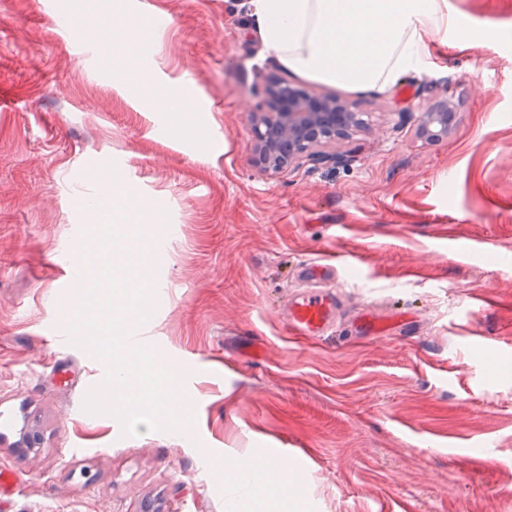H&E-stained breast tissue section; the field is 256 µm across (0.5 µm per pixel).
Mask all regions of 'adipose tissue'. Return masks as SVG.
<instances>
[{"label":"adipose tissue","instance_id":"adipose-tissue-1","mask_svg":"<svg viewBox=\"0 0 512 512\" xmlns=\"http://www.w3.org/2000/svg\"><path fill=\"white\" fill-rule=\"evenodd\" d=\"M254 31L266 51L301 78L355 90L385 89L422 69L447 0H250ZM235 507L259 512L263 488L288 481L255 458L225 461Z\"/></svg>","mask_w":512,"mask_h":512}]
</instances>
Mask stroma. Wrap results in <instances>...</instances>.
Instances as JSON below:
<instances>
[{"instance_id":"obj_1","label":"stroma","mask_w":512,"mask_h":512,"mask_svg":"<svg viewBox=\"0 0 512 512\" xmlns=\"http://www.w3.org/2000/svg\"><path fill=\"white\" fill-rule=\"evenodd\" d=\"M0 0V512H226L218 467L311 455L280 512H512V0H447L424 71L384 92L308 82L367 113L351 161L266 175L250 112L292 80L247 0ZM459 99L447 139L406 109ZM181 97L192 111L159 113ZM131 188L169 291L147 329L184 392L194 438L122 436L83 400L102 362L47 338L71 316L53 253L80 257L96 178ZM351 262L341 325L290 336L281 314L303 262ZM481 293L488 306L469 305ZM364 309L390 315L359 338ZM37 418L38 457L6 422Z\"/></svg>"}]
</instances>
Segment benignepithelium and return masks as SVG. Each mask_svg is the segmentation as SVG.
<instances>
[{
  "label": "benign epithelium",
  "mask_w": 512,
  "mask_h": 512,
  "mask_svg": "<svg viewBox=\"0 0 512 512\" xmlns=\"http://www.w3.org/2000/svg\"><path fill=\"white\" fill-rule=\"evenodd\" d=\"M455 107L453 98L445 94L420 107L414 116L416 138L427 144L447 138ZM251 122L253 163L265 174L280 173L303 161H348L349 155L328 148L367 126L348 100L317 95L287 81L270 90L269 110L252 111Z\"/></svg>",
  "instance_id": "obj_1"
}]
</instances>
